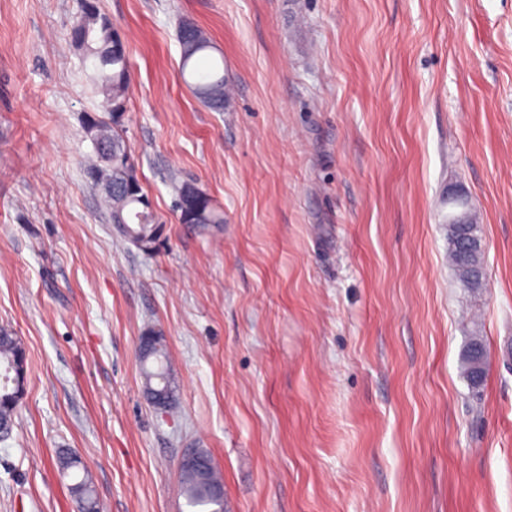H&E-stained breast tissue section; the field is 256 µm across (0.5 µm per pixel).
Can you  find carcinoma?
I'll list each match as a JSON object with an SVG mask.
<instances>
[{
	"mask_svg": "<svg viewBox=\"0 0 512 512\" xmlns=\"http://www.w3.org/2000/svg\"><path fill=\"white\" fill-rule=\"evenodd\" d=\"M181 72H190L198 81L194 83L196 95L209 107L222 111L230 99V89L217 62L208 56L213 46L206 34L196 25H181ZM71 41L91 63L87 74L90 84L103 96L102 113L88 112L83 128L93 146L95 159L85 168L88 180L101 187L103 200L111 219L127 221L126 229L117 230L120 237L149 250L155 243L160 224L156 216L142 222L141 210L150 206L134 169L126 163L131 156L124 136L118 130L119 117L126 111V96L130 73L124 42L117 35L110 19L101 12L97 0H83L81 14L72 27ZM175 208L181 224H194L205 230L208 221H223L224 213L188 183L175 185ZM448 258L458 280L465 288H478L484 279V251L482 238L474 224L448 225ZM21 341L7 328H0V432L12 428L17 407L9 402L14 388L10 387L12 372ZM486 348L479 336L470 338L462 354L461 371L469 385L479 387L483 379L476 376L475 367L485 363ZM145 381V394L153 405L165 412L175 405L174 390L170 385L168 361L160 330L152 328L139 357ZM196 463L180 468V480L187 505L193 512H219L222 504L213 498L223 483L209 453L197 449ZM62 472L82 469V462L70 451L63 449L57 455ZM77 512H101L88 472L75 475L69 486Z\"/></svg>",
	"mask_w": 512,
	"mask_h": 512,
	"instance_id": "cac0c4a2",
	"label": "carcinoma"
}]
</instances>
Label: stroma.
Instances as JSON below:
<instances>
[{
  "label": "stroma",
  "instance_id": "stroma-1",
  "mask_svg": "<svg viewBox=\"0 0 512 512\" xmlns=\"http://www.w3.org/2000/svg\"><path fill=\"white\" fill-rule=\"evenodd\" d=\"M81 5L0 0V328L25 352L0 512H74L61 448L103 512H189L190 448L224 512H512V0H98L150 253L85 176ZM184 21L224 62V111L181 74ZM172 170L223 223H179ZM455 190L485 245L473 290L448 264ZM151 326L166 417L136 354ZM147 336V342L142 350L140 341L137 355L139 357L141 372L145 381V394L149 400H153L154 406H159L165 412L170 411L175 405L174 390L170 385L168 361L163 343V335L160 330L151 328ZM486 348L480 336H472L466 345L461 359V371L463 377L469 385L474 388L479 387L485 377L480 378L475 374V367L480 362L485 366Z\"/></svg>",
  "mask_w": 512,
  "mask_h": 512
}]
</instances>
